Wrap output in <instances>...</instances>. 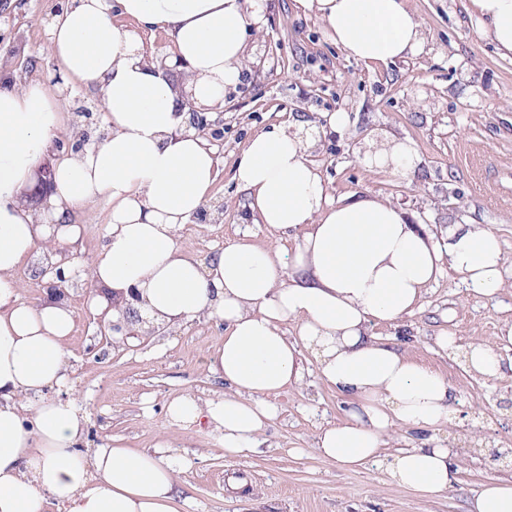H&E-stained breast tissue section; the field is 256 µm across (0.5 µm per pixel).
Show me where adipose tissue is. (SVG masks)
Returning <instances> with one entry per match:
<instances>
[{
	"label": "adipose tissue",
	"mask_w": 512,
	"mask_h": 512,
	"mask_svg": "<svg viewBox=\"0 0 512 512\" xmlns=\"http://www.w3.org/2000/svg\"><path fill=\"white\" fill-rule=\"evenodd\" d=\"M480 36L512 56V0H469ZM267 0H68L48 25L59 68L93 88L108 130L98 145L59 159L46 222L17 199L61 128L63 103L42 82L0 86V512H177L191 506L178 482L188 457L165 441L151 450L113 438L83 449L86 417L72 394L65 341L69 304L19 296L18 267L77 241L80 213L103 201L110 220L85 267L88 304L136 289L153 323L216 319L224 344L210 370L227 385L209 399L171 400V425L207 424L225 454L258 453L276 399L301 384L312 354L319 378L347 399L344 419L323 427L317 453L348 470L382 464L389 481L427 495L448 489L460 467L440 429L456 411L454 386L375 326H399L443 270L493 298L512 288L494 232L457 226L433 242L406 211L374 195L332 200L308 158L311 141L274 125L249 139L234 178L254 223L286 234L288 251L240 239L206 259L180 246L187 222L210 205L214 153L189 129L174 80L145 62L141 31L168 34L195 105L222 102L248 58L245 37L261 31ZM326 37L367 67L420 53L423 29L410 0H295ZM294 323L286 336L281 326ZM468 372L493 384L512 372V323L459 350ZM405 445L391 449L399 429Z\"/></svg>",
	"instance_id": "ef3b65f1"
}]
</instances>
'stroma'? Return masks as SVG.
<instances>
[{
    "label": "stroma",
    "mask_w": 512,
    "mask_h": 512,
    "mask_svg": "<svg viewBox=\"0 0 512 512\" xmlns=\"http://www.w3.org/2000/svg\"><path fill=\"white\" fill-rule=\"evenodd\" d=\"M465 2L411 0L424 24L422 53L369 69L342 54L321 23L299 14L293 0H269L262 31L248 40L257 70L248 84L224 98V144L215 150L211 188L224 214L211 222L190 219L180 239L183 250L204 259L245 233L253 244H276L277 234L243 221L247 195L234 171L254 133L275 124L312 122L321 131L309 158L332 198H389L438 239L450 226L482 224L512 257V57L498 56L481 40ZM59 4L25 0L10 17H0V42L23 48L21 64L12 72L17 83L33 79L52 85L57 66L47 53V28ZM332 112L347 114L345 128L326 127L325 116ZM390 137L420 157L414 177L394 176L361 161L360 149ZM109 213L103 202L83 212L87 232L69 247L77 262L89 261L99 250ZM91 290L90 282L82 281L71 291L75 325L67 343L88 444L120 437L128 447L150 450L173 441L191 461L178 476L194 501L190 512H467L468 499L484 482L512 478V460L502 455L512 449V377L484 383L435 344L439 336L455 337L462 347L493 336L512 321V288L485 298L458 276L447 275L429 288L398 332L376 329L381 336L396 335L457 389L463 421L448 424L441 436L462 448L465 459L456 482L434 496L399 488L375 467L343 470L316 452L320 428L342 420L345 399L319 380L310 356L302 384L279 397L278 415L262 435L261 454L230 457L207 426H170V400L223 392V383L209 370L224 341L223 323L173 324L129 348L106 344L86 303ZM233 479L239 488L230 487Z\"/></svg>",
    "instance_id": "1"
}]
</instances>
